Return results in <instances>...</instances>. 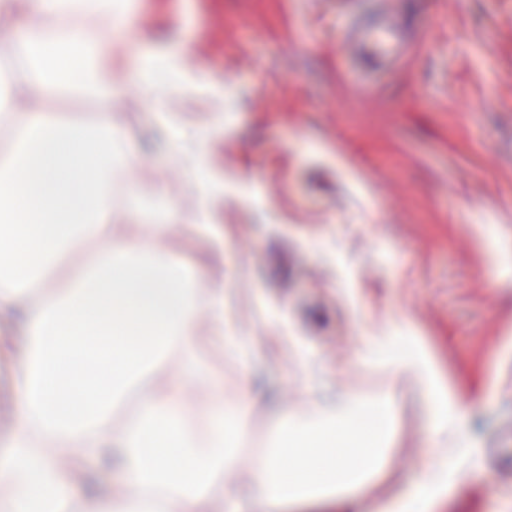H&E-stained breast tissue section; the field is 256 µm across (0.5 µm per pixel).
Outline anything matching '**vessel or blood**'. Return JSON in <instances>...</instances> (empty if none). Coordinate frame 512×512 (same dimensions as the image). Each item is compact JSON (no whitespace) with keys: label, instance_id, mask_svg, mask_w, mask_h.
Returning <instances> with one entry per match:
<instances>
[{"label":"vessel or blood","instance_id":"b4317fda","mask_svg":"<svg viewBox=\"0 0 512 512\" xmlns=\"http://www.w3.org/2000/svg\"><path fill=\"white\" fill-rule=\"evenodd\" d=\"M360 0H336V10L345 22V58L362 62L353 78L363 93L372 88L374 74L393 70L404 55L413 31L403 22L404 0H378V11L368 21H357Z\"/></svg>","mask_w":512,"mask_h":512}]
</instances>
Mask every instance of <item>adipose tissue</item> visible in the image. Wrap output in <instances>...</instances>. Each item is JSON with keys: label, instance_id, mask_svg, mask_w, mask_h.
<instances>
[{"label": "adipose tissue", "instance_id": "adipose-tissue-1", "mask_svg": "<svg viewBox=\"0 0 512 512\" xmlns=\"http://www.w3.org/2000/svg\"><path fill=\"white\" fill-rule=\"evenodd\" d=\"M114 0H0V42H20L26 66L0 93V116L22 126L13 154L0 158V318L25 327L22 411L0 437V512H69L80 498L83 512H162L149 489L179 490L177 512H206L211 472L231 466L247 428L253 395L244 403L205 405L204 434L183 426L181 395L198 376L201 338L251 364L257 343L224 316V284L209 290L210 316L198 324L199 291L191 270L173 262L152 241L134 239L131 227L112 221L104 201L115 165L127 155L101 153L104 142L124 136L115 119V64L102 51L98 30L46 32L51 16L115 18ZM76 73L103 107L93 129L64 126L40 106L49 92ZM101 240L93 274L54 303L31 301L30 284L53 266L75 238ZM178 343L181 378L155 377L140 394V419L113 432L109 408L126 379L145 373L163 349ZM361 358H380L420 379L427 417L424 447L431 460L402 497L380 501L375 512H431L454 477V449L471 446L466 418L447 381L418 340L404 327L365 337ZM311 423L288 412L273 421L272 443L258 467L226 491L225 512H360L365 489L386 467L384 447L394 433L390 401L361 405L354 396L313 392ZM69 436L86 456L111 455L122 480L109 490L74 495L79 479L48 453V441Z\"/></svg>", "mask_w": 512, "mask_h": 512}]
</instances>
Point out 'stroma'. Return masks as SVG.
I'll list each match as a JSON object with an SVG mask.
<instances>
[{"instance_id": "obj_1", "label": "stroma", "mask_w": 512, "mask_h": 512, "mask_svg": "<svg viewBox=\"0 0 512 512\" xmlns=\"http://www.w3.org/2000/svg\"><path fill=\"white\" fill-rule=\"evenodd\" d=\"M424 32L371 94L349 81L333 0H140L118 51L129 72L118 105L112 176L118 223H162L135 191L179 209L158 245L196 275L223 277L225 316L261 343L293 327L322 361L310 376L272 354L253 369L258 397L240 470L261 456L275 407L307 411L310 388L391 399L395 434L375 501L425 470L418 386L358 347L386 322L429 350L468 419L477 448L434 512H512V0H407ZM175 52L193 80L152 91L133 76L140 54ZM57 122L93 126L101 108L77 82L61 86ZM206 133L202 159L233 189L200 197L194 156L162 141L158 113ZM207 202L208 223L194 213ZM203 379L242 392L223 348L201 342Z\"/></svg>"}]
</instances>
